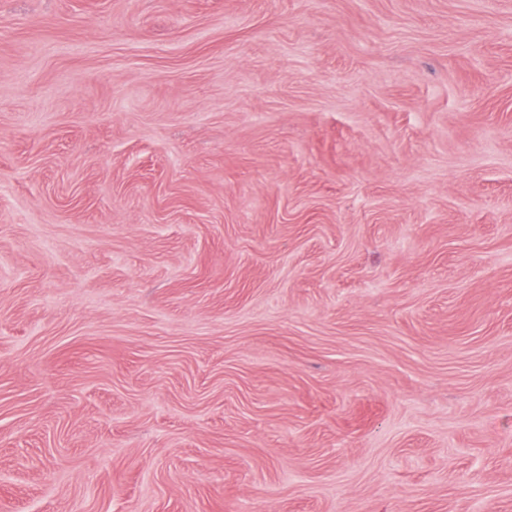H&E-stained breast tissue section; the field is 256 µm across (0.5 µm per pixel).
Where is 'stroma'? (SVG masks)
Instances as JSON below:
<instances>
[{
  "label": "stroma",
  "instance_id": "stroma-1",
  "mask_svg": "<svg viewBox=\"0 0 512 512\" xmlns=\"http://www.w3.org/2000/svg\"><path fill=\"white\" fill-rule=\"evenodd\" d=\"M0 512H512V0H0Z\"/></svg>",
  "mask_w": 512,
  "mask_h": 512
}]
</instances>
